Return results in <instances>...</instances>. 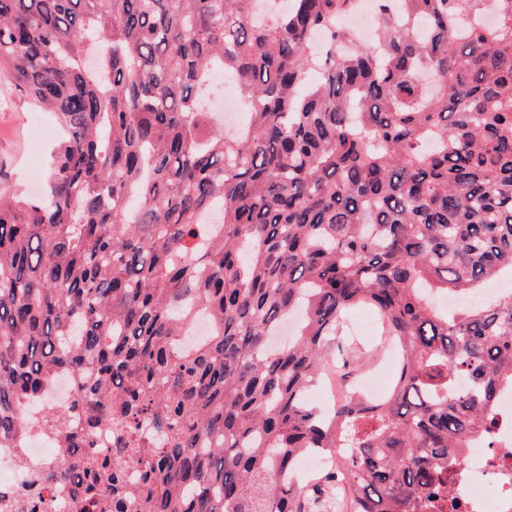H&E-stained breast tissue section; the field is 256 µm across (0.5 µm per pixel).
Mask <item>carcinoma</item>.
I'll return each instance as SVG.
<instances>
[{"label":"carcinoma","mask_w":512,"mask_h":512,"mask_svg":"<svg viewBox=\"0 0 512 512\" xmlns=\"http://www.w3.org/2000/svg\"><path fill=\"white\" fill-rule=\"evenodd\" d=\"M489 1L496 29L461 34ZM270 2L0 0V68L64 131L45 193L0 197V448L50 430L83 475L67 512H318L338 479L350 512H443L456 449L493 443L512 294L430 296L512 272V0H378L373 45L338 25L355 0ZM226 76L234 136L204 105ZM358 306L396 385L324 413L307 392L361 369ZM60 371L78 430L23 415ZM308 452L342 459L321 488L289 479ZM502 289L507 288H482L475 292L462 293L449 296L448 299L442 302V306H448L451 309H460L466 307H475L483 305L493 300V298Z\"/></svg>","instance_id":"1"}]
</instances>
